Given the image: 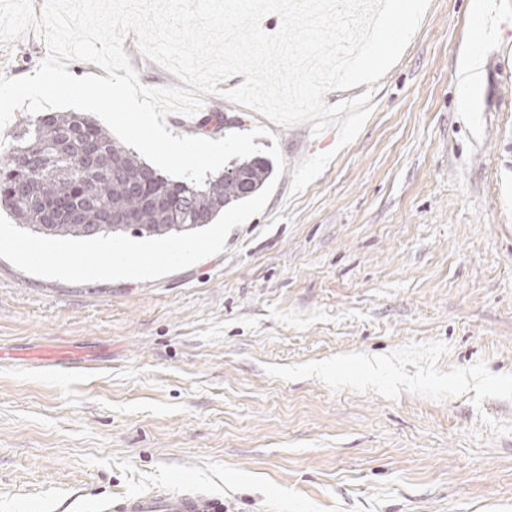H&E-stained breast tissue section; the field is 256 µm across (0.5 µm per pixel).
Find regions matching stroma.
<instances>
[{
    "label": "stroma",
    "instance_id": "stroma-1",
    "mask_svg": "<svg viewBox=\"0 0 512 512\" xmlns=\"http://www.w3.org/2000/svg\"><path fill=\"white\" fill-rule=\"evenodd\" d=\"M430 0L358 136L206 96L286 166L224 252L72 284L0 258V512L195 491L231 512H512V0ZM35 33L0 47L32 74ZM336 155L302 194L297 162Z\"/></svg>",
    "mask_w": 512,
    "mask_h": 512
}]
</instances>
